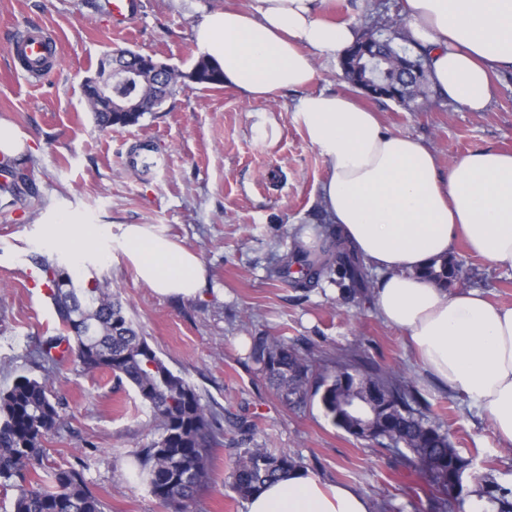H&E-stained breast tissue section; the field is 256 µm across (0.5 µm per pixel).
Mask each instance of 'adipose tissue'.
<instances>
[{"label":"adipose tissue","instance_id":"adipose-tissue-1","mask_svg":"<svg viewBox=\"0 0 512 512\" xmlns=\"http://www.w3.org/2000/svg\"><path fill=\"white\" fill-rule=\"evenodd\" d=\"M406 45L424 55L440 96L480 112L494 79L512 71V0H401ZM201 55L251 100L300 91L295 117L329 165L320 204L339 241L379 274L374 309L402 330L420 369L448 394L483 411L512 444V306L477 289L446 290L424 269L464 240L494 267L512 270V152L480 149L440 170L420 140L388 131L353 96L313 90L316 59L353 44L351 23L320 18L318 0H249L203 8L194 25ZM44 235L75 266L122 256L162 297L195 299L207 282L200 258L143 224L111 234L60 213ZM247 512H371L369 500L298 469L266 485Z\"/></svg>","mask_w":512,"mask_h":512}]
</instances>
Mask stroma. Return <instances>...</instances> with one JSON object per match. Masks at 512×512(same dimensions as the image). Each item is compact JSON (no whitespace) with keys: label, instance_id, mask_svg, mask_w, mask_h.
Listing matches in <instances>:
<instances>
[{"label":"stroma","instance_id":"stroma-1","mask_svg":"<svg viewBox=\"0 0 512 512\" xmlns=\"http://www.w3.org/2000/svg\"><path fill=\"white\" fill-rule=\"evenodd\" d=\"M107 0H0V120L30 138L22 166L38 194L12 202L0 197V390L17 376L46 380L61 424L44 443L45 462L81 469L105 512H163L135 473L136 458L156 438L150 409L106 371L88 373L75 361L51 371L37 351L53 335L56 316L33 257L68 254L46 243V215L73 212L90 224H145L197 254L208 271L202 297L157 295L122 261L85 264L73 283L107 277L127 315L171 370L190 381L204 403L227 416L246 414L255 428L247 443L285 449L330 485L365 495L373 512H419L418 474L397 465L381 445L351 436L326 416L319 400L293 410L276 395L238 337L284 336L326 353L360 350L383 369L410 378L432 405L461 455L470 459L463 485L492 475L512 490V445L501 444L487 417L422 375L404 333L382 322L372 300L359 301L323 279L302 289L271 268L294 248L298 230L326 241L318 189L328 164L294 116L298 93L250 101L232 87L180 89L137 125L99 130L85 107L82 85L103 52L152 54L181 70L198 60L193 27L200 6L243 8L247 0H144L138 26L112 28ZM321 18L366 28L401 22L399 0H323ZM21 24L48 28L59 55L53 73L33 82L6 44ZM390 131L425 142L440 167L468 152L512 151V72L499 76L490 106L471 112L431 96L410 112L396 102L361 97ZM151 144L168 158L166 170L142 175L129 165L132 146ZM466 287L512 305V272L456 246ZM242 442L229 434L212 451V482L195 512H245L229 486Z\"/></svg>","mask_w":512,"mask_h":512}]
</instances>
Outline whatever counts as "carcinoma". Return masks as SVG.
I'll use <instances>...</instances> for the list:
<instances>
[{"label": "carcinoma", "instance_id": "obj_1", "mask_svg": "<svg viewBox=\"0 0 512 512\" xmlns=\"http://www.w3.org/2000/svg\"><path fill=\"white\" fill-rule=\"evenodd\" d=\"M402 30L376 22L340 57L346 80L353 86L368 79L392 91L389 99L404 106L430 103L428 67L424 56L402 44ZM97 76L83 85L85 102L102 130L135 125L143 113L160 108L168 99L165 89L148 73L123 90L145 99L144 112H113L96 91ZM168 85L189 89L224 85V73L205 58L188 71L167 72ZM8 167L15 181L0 184V192L21 198L19 184L26 174L16 161ZM50 287V299L60 326L40 352L47 369L71 358L90 372L108 371L129 383L151 410L158 438L143 449L141 472L150 494L165 509L193 512L201 490L211 482V451L223 445L224 415L202 402L196 387L175 374L145 336L133 325L107 280L85 288L74 286L55 260L37 256ZM297 273V286L307 288L321 278L335 275L347 282V291L364 297L370 287L363 261L336 243L320 255L293 250L274 274ZM464 274L455 257L432 263L423 275L441 288L451 289ZM251 357L258 370L277 390L282 401L302 407L315 396L333 422L352 436L375 441L391 450L406 468L426 481L430 509L448 503V464L469 465L454 447L431 405L401 376L383 371L358 351L334 357L301 351L278 336H256ZM60 424L58 405L46 383L19 376L0 391V488L15 491L13 512H104L102 500L87 486L83 473L73 468L44 467L43 442ZM303 467L302 459L285 449L240 450L230 474V488L242 498L266 484ZM497 485L487 477L479 497L497 504V512H512V502L494 495Z\"/></svg>", "mask_w": 512, "mask_h": 512}]
</instances>
